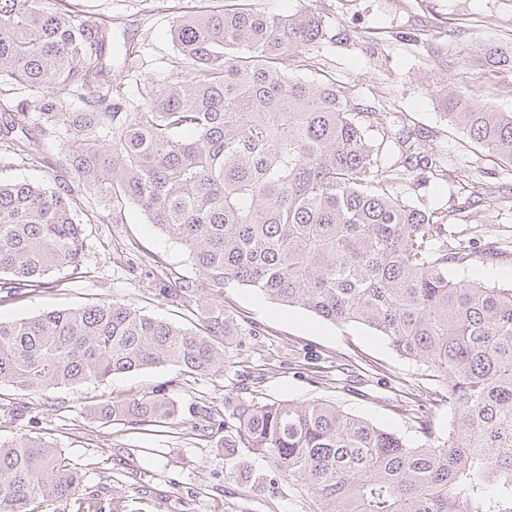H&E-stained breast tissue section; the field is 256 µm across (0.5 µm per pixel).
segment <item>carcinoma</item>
<instances>
[{"instance_id": "cac0c4a2", "label": "carcinoma", "mask_w": 512, "mask_h": 512, "mask_svg": "<svg viewBox=\"0 0 512 512\" xmlns=\"http://www.w3.org/2000/svg\"><path fill=\"white\" fill-rule=\"evenodd\" d=\"M108 12L88 20L78 0H0V140L23 160L63 132L72 181H0V299L15 285L57 286L79 274L83 225L122 224L131 204L188 253L190 270L162 294L172 323L118 300L0 321V384L45 391L159 366L195 379L224 371L237 319L224 289L250 287L288 307L384 336L444 391L441 440L415 443L319 401L255 402L232 413L244 446L314 499V512H512V287L457 278L474 251L450 231L461 209L417 207L395 186L414 169L451 180L472 207L492 196L472 167L422 155L391 112L362 111L351 89L316 69L325 38L311 11L268 14L253 0H186L171 12L176 54L145 77L144 46H121L112 82ZM485 65L512 69L489 45ZM21 85L38 96L15 95ZM465 153L512 168V111L439 90ZM94 416L133 430L178 425L164 389L103 403ZM82 476L51 443L0 444V512L80 496Z\"/></svg>"}]
</instances>
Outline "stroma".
Listing matches in <instances>:
<instances>
[{"label": "stroma", "mask_w": 512, "mask_h": 512, "mask_svg": "<svg viewBox=\"0 0 512 512\" xmlns=\"http://www.w3.org/2000/svg\"><path fill=\"white\" fill-rule=\"evenodd\" d=\"M87 15L119 16L112 48L125 38L145 46L152 78L163 77L174 54L168 9L175 0H80ZM271 13L310 10L326 37L310 53L323 71L348 84L356 103L399 112L422 148L461 161V132L442 113L438 91L470 71L474 102L512 110V72L479 74L486 46L512 27V0H258ZM65 142L50 140L37 159L0 166L1 180L46 183L60 176ZM496 197L481 203L489 241L512 242V169L481 160L475 173ZM397 192L415 206L456 207L451 181L408 179ZM188 267L183 248L147 224L129 206L121 225L85 227L83 275L33 291L20 287L0 301V320L30 318L45 311L117 299L154 317L177 320L175 307L150 287L155 279ZM461 278L489 286L512 285V246L489 258L475 254ZM224 303L243 335L230 337L220 373L184 379L177 367L119 374L46 392L0 385V441L45 437L83 474L81 494L98 495L112 512H313L310 494L249 449L225 455L200 426L202 407L226 413L242 400L262 396L307 403L325 401L407 439L420 442L407 411L409 386L435 390L421 366L400 359L383 336L359 323L334 324L297 307L268 299L248 287L229 288ZM163 387L179 407L174 432L141 433L94 418L91 405L135 397ZM249 468L260 481L238 483Z\"/></svg>", "instance_id": "1"}]
</instances>
